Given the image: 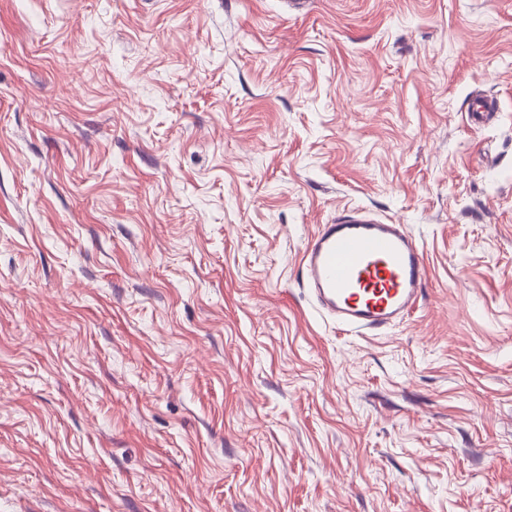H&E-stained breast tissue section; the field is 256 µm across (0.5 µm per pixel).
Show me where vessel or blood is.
Returning <instances> with one entry per match:
<instances>
[{"label": "vessel or blood", "instance_id": "b4317fda", "mask_svg": "<svg viewBox=\"0 0 512 512\" xmlns=\"http://www.w3.org/2000/svg\"><path fill=\"white\" fill-rule=\"evenodd\" d=\"M301 268L318 309L357 330L407 316L428 278L423 252L403 226L365 212L322 225L303 250Z\"/></svg>", "mask_w": 512, "mask_h": 512}]
</instances>
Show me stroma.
<instances>
[{
	"label": "stroma",
	"mask_w": 512,
	"mask_h": 512,
	"mask_svg": "<svg viewBox=\"0 0 512 512\" xmlns=\"http://www.w3.org/2000/svg\"><path fill=\"white\" fill-rule=\"evenodd\" d=\"M305 2L0 0V512H512V0ZM362 208L428 281L357 334ZM301 268L317 308L357 330L407 316L428 278L423 252L402 224L366 212L323 224L305 245Z\"/></svg>",
	"instance_id": "obj_1"
}]
</instances>
